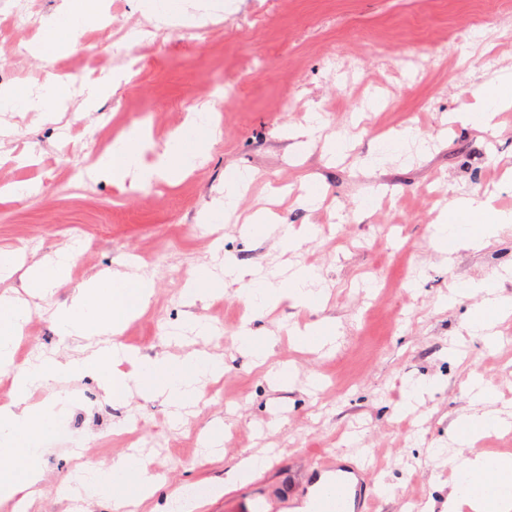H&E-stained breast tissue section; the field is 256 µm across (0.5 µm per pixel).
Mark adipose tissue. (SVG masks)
Instances as JSON below:
<instances>
[{
    "label": "adipose tissue",
    "instance_id": "1",
    "mask_svg": "<svg viewBox=\"0 0 512 512\" xmlns=\"http://www.w3.org/2000/svg\"><path fill=\"white\" fill-rule=\"evenodd\" d=\"M104 17L101 0H63L57 13L43 22L30 46L31 55L51 60L70 46L78 31L101 23ZM122 78V73L115 72L88 85L52 79L37 90L0 87V112H45L52 106L62 110L74 97L81 98L83 108L89 111ZM510 107L512 72L508 71L498 76L495 91L485 96L482 107L464 109L454 118L472 128L487 129L497 112ZM219 139V121L214 113L192 112L171 134L154 163L142 159L150 139L148 130L140 127L115 138L96 156L88 173L96 180L131 183L136 189L159 180L174 183L196 169ZM511 223L512 216L491 208L484 200L461 198L449 204L434 224L431 240L439 252L448 255L462 248L480 249ZM75 259L73 250L62 247L53 257L28 265L18 250L0 248V281L19 276L26 292L22 298L0 294V371L14 372L8 397L0 402V503L12 501L22 508L43 493L41 461L56 433L57 416L53 408L31 403L33 387L91 377L112 401L123 402L136 393L163 398L179 408L201 396L204 379L219 378L224 372L221 359L205 351L144 358L116 343V335L144 311L153 295L150 279L120 268L89 276L73 290L69 302L51 311L62 341L92 342L90 353L14 366L16 347L32 314L29 298H52L57 288L68 282ZM319 280V274L305 266L287 275L270 270L254 279L249 270L228 257L220 274L206 265L194 268L188 293L192 300L204 301L234 284L238 297L256 315L283 302L313 310L320 308L325 298ZM478 292L485 298L469 315L465 328L470 334L489 339L497 324L512 316V297L496 295L494 284L487 281H463L452 290L456 297ZM124 363L134 366V374L121 371ZM466 397L474 410L453 422L452 440L457 450L448 458L452 480L445 512H512V461L494 452L472 450L478 439L512 423L502 417L496 407V391L482 378L468 379ZM79 483L86 500L109 498L113 512H126L140 505L153 496L157 486L155 477L133 456L114 464L85 462L79 471Z\"/></svg>",
    "mask_w": 512,
    "mask_h": 512
}]
</instances>
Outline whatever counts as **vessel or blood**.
I'll use <instances>...</instances> for the list:
<instances>
[{"mask_svg":"<svg viewBox=\"0 0 512 512\" xmlns=\"http://www.w3.org/2000/svg\"><path fill=\"white\" fill-rule=\"evenodd\" d=\"M312 481L321 490L311 512H372L371 484L353 464L332 455L322 457Z\"/></svg>","mask_w":512,"mask_h":512,"instance_id":"1","label":"vessel or blood"}]
</instances>
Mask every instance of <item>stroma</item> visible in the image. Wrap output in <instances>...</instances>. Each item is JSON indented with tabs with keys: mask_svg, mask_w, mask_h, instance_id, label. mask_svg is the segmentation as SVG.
<instances>
[{
	"mask_svg": "<svg viewBox=\"0 0 512 512\" xmlns=\"http://www.w3.org/2000/svg\"><path fill=\"white\" fill-rule=\"evenodd\" d=\"M61 0H28V19L0 36V84L40 86L45 62L9 49L29 43L42 19ZM145 32L136 45L126 36ZM127 56L132 76L81 119L46 121L36 113L12 116L6 148L34 151L36 167L0 165V184L25 183V196L0 198V247L40 259L54 250H77L73 288L118 261L136 259L152 277L154 295L119 340L140 355L194 349L222 355L224 374L205 386L201 400L172 419L162 399L132 396L115 403L92 380L54 383L31 401L49 405L74 393L44 457L45 494L30 512H68L72 501L55 490L72 481L82 462H113L136 438L158 489L137 512H164L177 487L196 490L195 512H225L216 486L243 457L267 456L259 475L243 478L234 494L292 489L302 494L324 454L349 455L371 483L386 480L392 497L378 512H403L417 493L440 504L452 472L431 460L437 445H451L449 427L467 407L465 383L477 373L497 387L499 409L512 413V357L495 365L490 348L469 335L465 321L480 296L446 304L454 283L494 276L512 296V227L489 246L437 254L430 231L450 200L478 197L512 213V109L496 127L480 132L449 124V113L476 104L487 82L512 70V11L495 12L493 0H224V14L157 34L141 0H108L105 24L85 28L63 59L92 82ZM220 103L221 139L202 164L175 185L144 189L87 181L83 162L105 134L149 128L154 162L169 134L192 108ZM321 113L326 133L342 132L350 148L329 156L323 145L295 154L288 129L307 113ZM415 138L376 170L361 160L405 129ZM243 170L256 177L240 201L245 215L272 207L279 227L312 226L315 238L294 252L276 246V234H242L239 224L202 225L225 177ZM323 196L304 206L302 185ZM230 256L246 267H315L329 287L321 309L283 304L252 321L258 335L275 333L266 364H256L237 340L244 304L234 292L189 302L191 270ZM157 257L167 273L145 265ZM219 330L208 340L175 339L174 327L191 316ZM333 318L342 334L330 353L299 350L289 323ZM22 344L34 357L73 354L61 342L45 306L34 307ZM318 387H310V378ZM432 380L433 393L414 405L419 423L403 427L394 407L408 382ZM222 435L208 447L213 420Z\"/></svg>",
	"mask_w": 512,
	"mask_h": 512,
	"instance_id": "obj_1",
	"label": "stroma"
}]
</instances>
